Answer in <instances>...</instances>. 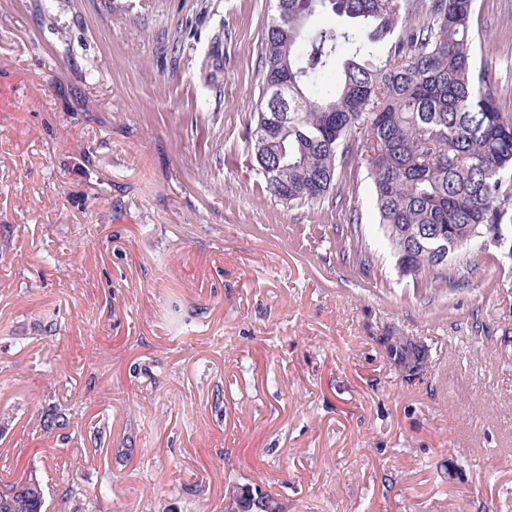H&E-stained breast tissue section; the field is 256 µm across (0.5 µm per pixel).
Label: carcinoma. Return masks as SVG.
I'll list each match as a JSON object with an SVG mask.
<instances>
[{"label":"carcinoma","instance_id":"carcinoma-1","mask_svg":"<svg viewBox=\"0 0 512 512\" xmlns=\"http://www.w3.org/2000/svg\"><path fill=\"white\" fill-rule=\"evenodd\" d=\"M475 0H275L260 51L252 152L270 192L319 202L356 134L378 224L401 272L434 288L466 280L467 256L512 257V112L476 62ZM330 13L350 25L307 30ZM30 475L0 492V512H43ZM225 512H281L234 485Z\"/></svg>","mask_w":512,"mask_h":512}]
</instances>
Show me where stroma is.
Returning <instances> with one entry per match:
<instances>
[{
  "instance_id": "35a3bbf8",
  "label": "stroma",
  "mask_w": 512,
  "mask_h": 512,
  "mask_svg": "<svg viewBox=\"0 0 512 512\" xmlns=\"http://www.w3.org/2000/svg\"><path fill=\"white\" fill-rule=\"evenodd\" d=\"M274 0H0V490L47 512H512V259L403 276L366 164L270 193ZM512 112V0H476ZM358 241H350L351 225ZM362 243L371 267L353 265ZM429 352L405 382L375 338ZM0 492V512H43L45 498L42 484L33 474ZM225 496V512H281L282 508L277 498L260 487L234 485Z\"/></svg>"
}]
</instances>
